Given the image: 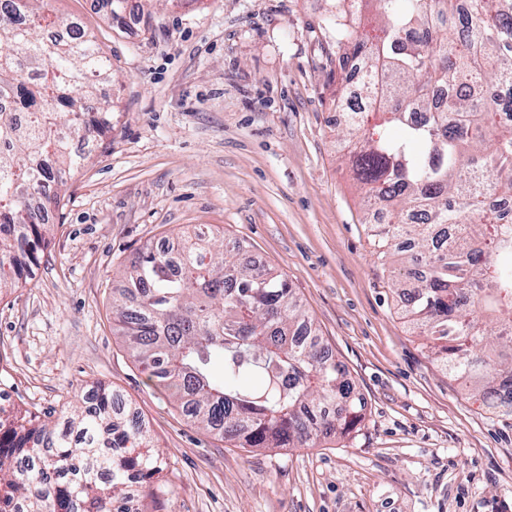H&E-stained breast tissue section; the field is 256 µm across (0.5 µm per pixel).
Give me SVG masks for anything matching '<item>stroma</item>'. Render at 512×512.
Listing matches in <instances>:
<instances>
[{
	"mask_svg": "<svg viewBox=\"0 0 512 512\" xmlns=\"http://www.w3.org/2000/svg\"><path fill=\"white\" fill-rule=\"evenodd\" d=\"M327 0H140L136 31L48 0L111 66L112 129L68 177L32 277L0 290V409L59 415L95 385L147 422L143 512H512V430L431 355L378 259L336 136ZM210 225L288 278L366 401L358 431L238 448L192 425L115 330L121 272Z\"/></svg>",
	"mask_w": 512,
	"mask_h": 512,
	"instance_id": "obj_1",
	"label": "stroma"
}]
</instances>
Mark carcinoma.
Here are the masks:
<instances>
[{"label":"carcinoma","mask_w":512,"mask_h":512,"mask_svg":"<svg viewBox=\"0 0 512 512\" xmlns=\"http://www.w3.org/2000/svg\"><path fill=\"white\" fill-rule=\"evenodd\" d=\"M36 0H0V289L21 280L29 248L49 242L58 187L80 161L69 138H102L96 106L109 65L82 29ZM321 29L340 62L356 58L368 114L348 107L346 137L380 256L399 266L412 328L445 370L490 409L512 392V123L496 118L512 84V0H329ZM355 12L380 18L376 35ZM411 107L429 114L421 127ZM198 229L180 257L146 244L113 298L120 336L182 413L240 448H297L346 436L365 401L286 278ZM0 512H130L136 475L162 471L139 412L102 386L50 426L0 418Z\"/></svg>","instance_id":"carcinoma-1"}]
</instances>
